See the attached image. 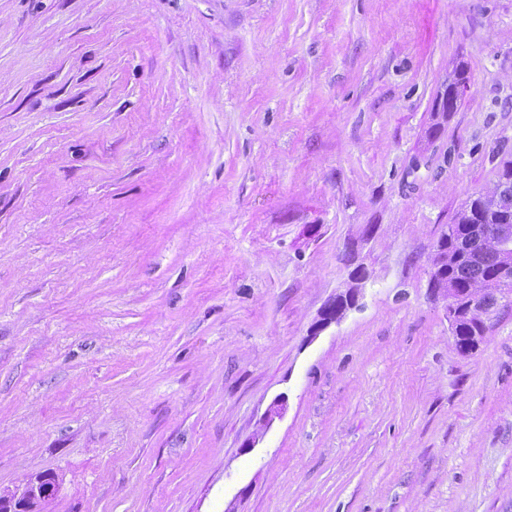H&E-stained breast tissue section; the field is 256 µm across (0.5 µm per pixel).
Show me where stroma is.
I'll return each mask as SVG.
<instances>
[{"label": "stroma", "instance_id": "1", "mask_svg": "<svg viewBox=\"0 0 512 512\" xmlns=\"http://www.w3.org/2000/svg\"><path fill=\"white\" fill-rule=\"evenodd\" d=\"M506 158L512 0H0V488L512 512V303L428 287ZM359 289L357 286H350L344 293L334 297L321 313V319L316 327V331H322L332 323L339 322L345 313L357 306ZM337 300V301H336Z\"/></svg>", "mask_w": 512, "mask_h": 512}]
</instances>
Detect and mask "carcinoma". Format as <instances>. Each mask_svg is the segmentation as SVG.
<instances>
[{
	"mask_svg": "<svg viewBox=\"0 0 512 512\" xmlns=\"http://www.w3.org/2000/svg\"><path fill=\"white\" fill-rule=\"evenodd\" d=\"M479 221L512 224L511 161L504 163L494 190L471 198L455 223L448 225L449 231L441 233L446 238V248L441 253V277L459 301L460 312L451 329L455 345L463 354L472 353L483 341L486 331L483 314L494 311L499 298L512 293V285L494 282L495 273L504 260L494 236L473 243V249L467 253L457 245L459 238L469 235V226ZM472 298L476 299L477 306L469 310L466 301Z\"/></svg>",
	"mask_w": 512,
	"mask_h": 512,
	"instance_id": "cac0c4a2",
	"label": "carcinoma"
}]
</instances>
